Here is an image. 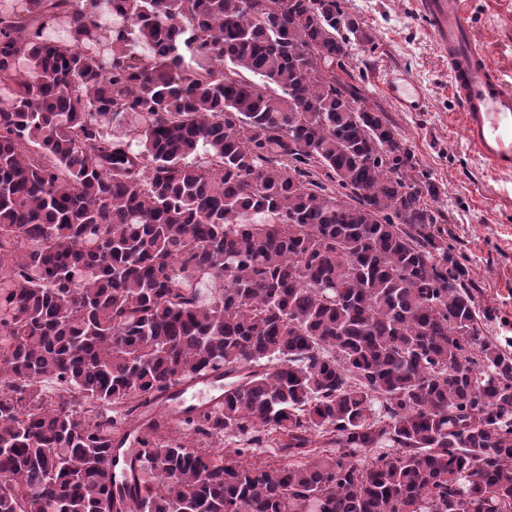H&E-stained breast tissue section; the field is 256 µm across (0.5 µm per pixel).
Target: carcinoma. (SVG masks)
<instances>
[{"instance_id": "obj_1", "label": "carcinoma", "mask_w": 512, "mask_h": 512, "mask_svg": "<svg viewBox=\"0 0 512 512\" xmlns=\"http://www.w3.org/2000/svg\"><path fill=\"white\" fill-rule=\"evenodd\" d=\"M5 2L0 512H512V351L342 0ZM224 378L208 376L189 383H180L171 388L159 403L147 405L144 417L151 419L163 417L170 422L183 420L187 411L213 407L223 399Z\"/></svg>"}]
</instances>
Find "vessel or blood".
Listing matches in <instances>:
<instances>
[{"instance_id":"vessel-or-blood-1","label":"vessel or blood","mask_w":512,"mask_h":512,"mask_svg":"<svg viewBox=\"0 0 512 512\" xmlns=\"http://www.w3.org/2000/svg\"><path fill=\"white\" fill-rule=\"evenodd\" d=\"M465 2L421 0L419 9L448 57L454 97L464 114L469 142L495 169L508 171L512 169V91L505 88L476 43ZM223 396V378H199L171 388L159 403L146 406L144 416L179 421L188 410L212 407Z\"/></svg>"}]
</instances>
